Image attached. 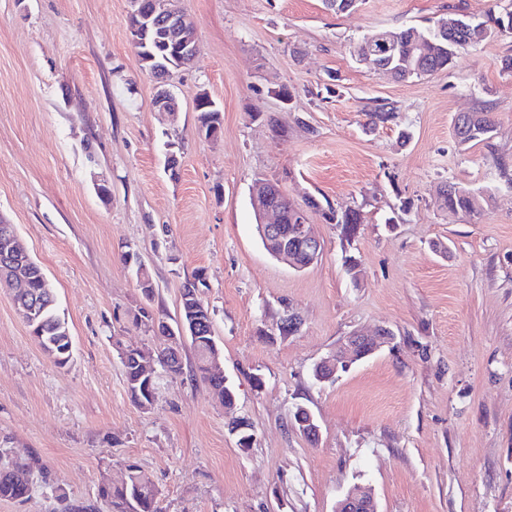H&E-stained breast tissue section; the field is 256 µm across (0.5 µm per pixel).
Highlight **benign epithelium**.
Returning <instances> with one entry per match:
<instances>
[{
    "mask_svg": "<svg viewBox=\"0 0 512 512\" xmlns=\"http://www.w3.org/2000/svg\"><path fill=\"white\" fill-rule=\"evenodd\" d=\"M153 8L143 10L142 0H131L132 10L129 13V26L137 44L147 43L154 29L161 28L160 34L167 37L174 46L176 53L184 58L194 59L197 54L196 23L187 14L172 9L174 0H152ZM153 106L161 112L177 114L179 102L167 88L160 89ZM283 197L280 185L276 182L259 181L252 188V202L260 218L258 231L269 253L295 269L302 270L318 261L324 251L323 241L315 235L313 227L308 223V209L294 205L291 209L277 205ZM0 255L4 261L0 263V281L8 283L11 289H19L24 293L28 287L32 269L36 267L26 249L21 245L15 226L7 225L0 236ZM165 327L167 352L180 355L187 337L201 336V326L197 319L190 317L188 323L177 320L171 325L165 320L155 319L154 329ZM302 319L288 308L278 325L279 331L290 335L300 331ZM394 333L387 327H379L371 334L355 332L346 337L336 356L326 358L314 366L317 382L325 383L336 379L339 371L352 363L375 353L382 346L392 343ZM296 431L309 438L320 437V427L311 412L306 418L300 419L295 425ZM335 512H379L378 504L373 496L359 489L349 490L336 504Z\"/></svg>",
    "mask_w": 512,
    "mask_h": 512,
    "instance_id": "7a95c632",
    "label": "benign epithelium"
}]
</instances>
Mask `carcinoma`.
Returning <instances> with one entry per match:
<instances>
[{
  "instance_id": "obj_1",
  "label": "carcinoma",
  "mask_w": 512,
  "mask_h": 512,
  "mask_svg": "<svg viewBox=\"0 0 512 512\" xmlns=\"http://www.w3.org/2000/svg\"><path fill=\"white\" fill-rule=\"evenodd\" d=\"M512 22V7L502 11L488 10L483 19L474 21L461 18L462 28L450 31L446 34L438 32L435 26L417 27L410 26L399 32L374 30L365 34L354 47V55L357 60H362L364 47L377 43L382 35H387L394 41L391 52L382 57L384 66L395 73V78L405 80L411 77L428 75L448 68L456 55L479 43L498 37H512V28L504 31L500 27ZM425 37L438 45L434 55L423 53V43L419 38ZM142 67L151 71L157 66H166L169 69H178L187 66V63H175L169 52L161 45L156 46L154 53L137 52ZM367 125L377 127L397 119L396 109L387 103H381L373 110L366 113ZM197 127L210 133L222 128L221 112L217 107L207 106L197 112ZM494 132V123L489 113H475V121L470 123L464 137L457 140L461 146L470 143L487 142ZM442 207L452 214H464L469 217H479L489 207V197L475 192L456 182H446L440 188ZM325 221H333L342 225V231L355 236L357 224L361 223L360 213L347 209L337 211L330 208L322 212ZM206 287L202 274L198 273L194 279L186 281L182 285L180 312L188 316V312L200 318L204 323H214V310L208 303L203 306L191 304V297L200 296V289ZM16 302L23 306L36 308V318L30 328L35 330L39 338L38 344L50 357L62 355L72 339L70 328L59 313L57 302L49 295L43 293L37 273H32L29 288L25 295L16 297ZM211 335H206L197 340H191L195 352V361L192 373L206 381L210 387L224 386V379L212 376L205 366L203 350L207 347V341ZM162 371L176 376L182 374V358L172 357L165 353V340H160L159 350L154 356ZM124 377L127 394L136 406H141V401L146 398V380L142 377L139 364L134 356H129L123 363ZM33 465L28 459L17 458L0 463V499L24 500L31 490V476ZM99 497L110 508V512H162L159 498L143 490V487L130 481L119 487L105 485L99 488Z\"/></svg>"
}]
</instances>
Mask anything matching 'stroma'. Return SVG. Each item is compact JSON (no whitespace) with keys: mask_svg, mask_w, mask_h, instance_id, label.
Segmentation results:
<instances>
[{"mask_svg":"<svg viewBox=\"0 0 512 512\" xmlns=\"http://www.w3.org/2000/svg\"><path fill=\"white\" fill-rule=\"evenodd\" d=\"M494 4L512 0H360L341 14L322 0H177L197 24L198 57L169 80L173 119L153 106L130 0H0V221L45 270L73 341L57 367L0 287V457L36 467L30 498L0 499V512H61L62 494L109 512L100 483H121L131 463L166 512H334L356 484L380 512H512V183L501 175L512 171V38L406 81L352 53L369 31L477 18ZM201 92L222 112L215 140L197 132ZM381 101L399 122L367 129ZM486 111L492 139L459 149L455 115ZM269 115L287 136H273ZM260 179L364 222L348 242L309 211L324 251L292 269L258 236ZM448 181L491 207L448 214ZM130 249L152 301L121 261ZM199 272L236 406L225 414L191 376L187 345L184 373L159 374L140 409L113 340L155 349L135 313L176 318ZM287 304L303 322L293 336L276 328ZM380 326L392 345L315 382L314 365L345 336ZM299 405L318 443L290 427ZM233 415L251 423V448L230 432Z\"/></svg>","mask_w":512,"mask_h":512,"instance_id":"35a3bbf8","label":"stroma"}]
</instances>
